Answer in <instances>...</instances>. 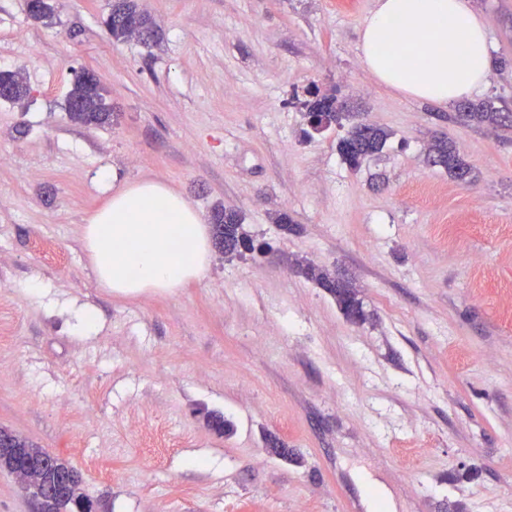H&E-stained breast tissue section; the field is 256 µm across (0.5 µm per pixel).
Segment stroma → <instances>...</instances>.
<instances>
[{"instance_id":"stroma-1","label":"stroma","mask_w":512,"mask_h":512,"mask_svg":"<svg viewBox=\"0 0 512 512\" xmlns=\"http://www.w3.org/2000/svg\"><path fill=\"white\" fill-rule=\"evenodd\" d=\"M51 2L44 22L0 0V69L32 88L0 101V427L110 512H512V128L378 85L358 40L376 0H138L151 48L112 41L110 0ZM469 3L499 62L483 95L512 106V0ZM85 69L112 126L68 117ZM311 86L389 130L384 149L353 170L345 129L304 137ZM443 135L473 183L428 165ZM143 180L205 218L237 211L269 252L113 294L83 228ZM299 260L350 282L368 320ZM83 306L100 313L88 336Z\"/></svg>"}]
</instances>
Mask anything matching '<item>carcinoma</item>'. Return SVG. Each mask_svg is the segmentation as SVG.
Returning <instances> with one entry per match:
<instances>
[{
    "label": "carcinoma",
    "instance_id": "1",
    "mask_svg": "<svg viewBox=\"0 0 512 512\" xmlns=\"http://www.w3.org/2000/svg\"><path fill=\"white\" fill-rule=\"evenodd\" d=\"M103 25L115 42L132 38L149 46L158 39V29L154 18L140 9L136 0H113ZM31 87L18 71L0 70V99L23 105L30 98ZM309 114H316L323 120L322 128L331 125L343 126V122L355 117L353 112H342L336 99L330 96L312 94V99L302 103ZM66 112L71 121L84 125L103 127L112 125V105L106 102V90L94 76L75 79L67 97ZM454 120L463 124L512 127V110L505 101L493 98L468 102L459 106ZM390 133L374 124L359 122L348 131L347 136L337 143V150L343 162L351 169H359L375 154L379 153ZM427 159L431 166H439L457 180L470 178L472 168L457 152L452 141L439 138L429 147ZM213 239L218 250L230 253L261 252L255 239L243 228L239 213L215 207L211 211ZM299 272L308 280L327 290L336 300L344 316L353 322H363L367 314L353 287L337 279L319 266L309 262L297 263ZM0 444L9 448H20L26 455L38 459L44 450L32 441L0 428ZM69 473L70 483L66 487L55 486L58 472ZM45 484L53 486V494L44 503L46 512H73L76 500L85 498L80 473L68 462L56 464L50 470L40 471Z\"/></svg>",
    "mask_w": 512,
    "mask_h": 512
}]
</instances>
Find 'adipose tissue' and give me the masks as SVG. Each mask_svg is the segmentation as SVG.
<instances>
[{
    "label": "adipose tissue",
    "instance_id": "ef3b65f1",
    "mask_svg": "<svg viewBox=\"0 0 512 512\" xmlns=\"http://www.w3.org/2000/svg\"><path fill=\"white\" fill-rule=\"evenodd\" d=\"M359 49L379 84L436 106L479 92L495 65L468 0H377ZM83 244L98 282L117 295L184 287L211 260L200 215L157 180L117 189L85 225Z\"/></svg>",
    "mask_w": 512,
    "mask_h": 512
}]
</instances>
